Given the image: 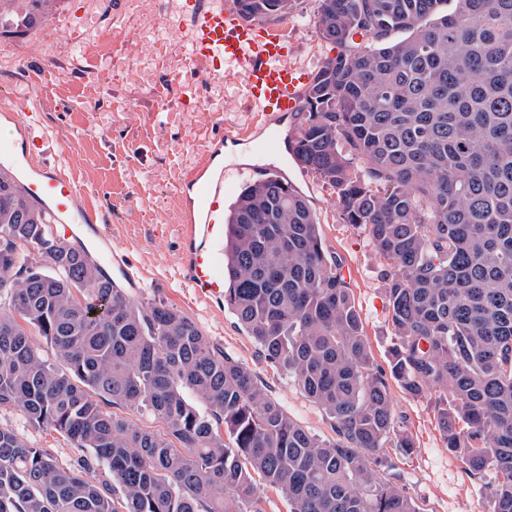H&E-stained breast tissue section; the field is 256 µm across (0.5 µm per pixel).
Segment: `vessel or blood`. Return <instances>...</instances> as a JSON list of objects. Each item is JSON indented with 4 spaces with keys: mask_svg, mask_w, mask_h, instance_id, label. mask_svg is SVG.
I'll use <instances>...</instances> for the list:
<instances>
[{
    "mask_svg": "<svg viewBox=\"0 0 512 512\" xmlns=\"http://www.w3.org/2000/svg\"><path fill=\"white\" fill-rule=\"evenodd\" d=\"M172 32L190 48L191 60L201 63L195 79L214 84L224 79V61L235 63L246 96L265 120L294 111L305 96L292 67L282 61V38L278 32L242 22L224 7V0H182L171 23ZM34 107H23L14 119L21 139L0 137V168L23 177L28 195L40 203L52 220L53 233L74 238V229L85 226L87 245L99 265L118 264L119 258L97 223V210L86 198L77 180L64 168L40 170L24 176L23 163L41 154H59L62 139L50 131L34 133ZM228 176L205 152L199 164L182 176L202 202L200 212L183 215L182 243L185 287L201 300L224 297V184Z\"/></svg>",
    "mask_w": 512,
    "mask_h": 512,
    "instance_id": "1",
    "label": "vessel or blood"
}]
</instances>
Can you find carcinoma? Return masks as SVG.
<instances>
[{"label": "carcinoma", "instance_id": "1", "mask_svg": "<svg viewBox=\"0 0 512 512\" xmlns=\"http://www.w3.org/2000/svg\"><path fill=\"white\" fill-rule=\"evenodd\" d=\"M12 2L0 0V27L31 24L14 20ZM444 2L319 0L315 28L337 53L311 78L288 152L387 262L392 378L412 396L448 391L438 411L448 452L493 471L488 512H512V0H455L450 13ZM234 3L248 22L297 7ZM48 224L0 170V407L91 450L112 482L0 427V512H263L259 480L290 512H424L382 480L383 448L414 442L397 429L349 284L293 185L270 174L239 193L224 304L326 411L333 440L289 417L191 318L133 302Z\"/></svg>", "mask_w": 512, "mask_h": 512}]
</instances>
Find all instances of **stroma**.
Returning <instances> with one entry per match:
<instances>
[{"instance_id":"1","label":"stroma","mask_w":512,"mask_h":512,"mask_svg":"<svg viewBox=\"0 0 512 512\" xmlns=\"http://www.w3.org/2000/svg\"><path fill=\"white\" fill-rule=\"evenodd\" d=\"M319 0H298L293 15L280 21L284 60L302 79L335 56L314 25ZM171 0H130L119 17L93 20L84 0H47L30 27L0 28V102L38 97L45 126L66 131L62 164L101 207L100 225L111 235L125 264L142 278L126 288L132 300L163 302L191 318L208 339L256 376L267 396L311 434L334 439L326 412L304 395L286 373L269 362L223 301L195 303L181 283L182 244L178 225L185 203L181 171L193 167L225 130L244 132L254 164L286 169L292 184L307 196L320 225L328 255L336 257L351 288L374 363L388 367L396 341L391 309L383 292L385 260L361 229L343 223L336 196L296 165L290 155L274 156L267 141L285 136L297 121L287 114L278 125H263L247 100L232 63L224 80L196 97L166 94L177 84L172 68L177 47L165 20ZM90 51L95 66L83 75L63 70L45 75L52 58ZM394 415L414 441L411 451L387 446L391 482L405 489L424 512H487L491 473L472 474L449 453L437 412L446 395L427 387L417 396L397 382L389 384ZM0 426L46 450L62 465H78L86 454L62 434L31 425L15 408L0 409Z\"/></svg>"}]
</instances>
